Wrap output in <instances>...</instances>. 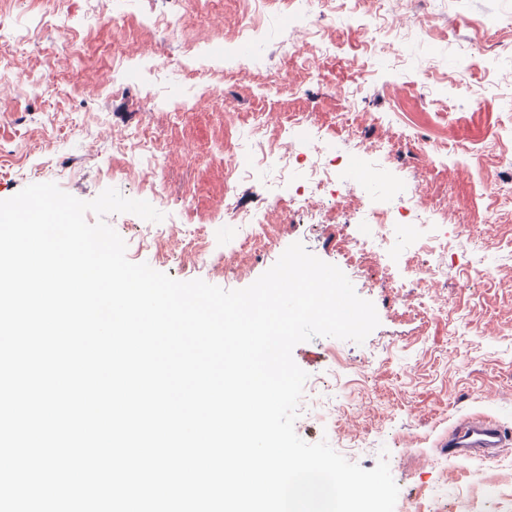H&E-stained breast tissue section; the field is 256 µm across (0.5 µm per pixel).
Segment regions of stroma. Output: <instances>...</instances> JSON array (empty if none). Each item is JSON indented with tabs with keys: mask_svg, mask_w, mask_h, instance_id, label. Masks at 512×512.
I'll use <instances>...</instances> for the list:
<instances>
[{
	"mask_svg": "<svg viewBox=\"0 0 512 512\" xmlns=\"http://www.w3.org/2000/svg\"><path fill=\"white\" fill-rule=\"evenodd\" d=\"M46 182L156 196L162 221H106L179 281L247 287L295 242L337 266L379 324L294 347L324 413L301 403L296 434L387 458L394 512H512V446H440L473 416L512 429V0H0V200ZM380 204L387 244L357 252ZM198 227L228 264L184 252ZM432 266L425 323L409 305Z\"/></svg>",
	"mask_w": 512,
	"mask_h": 512,
	"instance_id": "obj_1",
	"label": "stroma"
}]
</instances>
